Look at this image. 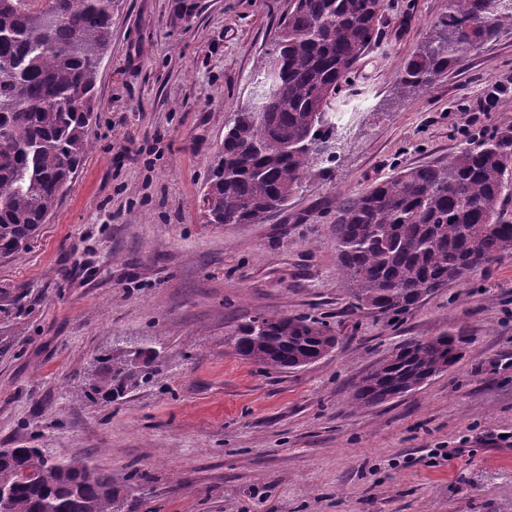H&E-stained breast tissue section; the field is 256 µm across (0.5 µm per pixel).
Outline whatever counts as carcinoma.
<instances>
[{"label": "carcinoma", "instance_id": "obj_1", "mask_svg": "<svg viewBox=\"0 0 512 512\" xmlns=\"http://www.w3.org/2000/svg\"><path fill=\"white\" fill-rule=\"evenodd\" d=\"M385 0H289L261 72L267 83L224 133L203 194L208 224H249L284 211L314 167L336 162L330 105L381 39ZM114 0H0V258L25 249L56 211L89 149ZM512 27V0H448V13L399 82L435 84L452 64ZM512 135L448 161L401 170L336 205V250L356 306L397 317L425 296L512 256ZM263 370H295L337 346L303 316L264 317L232 334ZM446 336L416 339L374 364L355 406L381 404L456 363ZM152 347L95 359L82 394L115 402L152 382ZM112 474L30 441L0 448V512H121Z\"/></svg>", "mask_w": 512, "mask_h": 512}]
</instances>
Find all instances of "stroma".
<instances>
[{"mask_svg":"<svg viewBox=\"0 0 512 512\" xmlns=\"http://www.w3.org/2000/svg\"><path fill=\"white\" fill-rule=\"evenodd\" d=\"M116 0L91 146L28 250L0 259V448L40 436L110 472L126 512H512V257L388 319L354 306L334 217L399 170L512 134V29L410 94L405 62L448 0H394L380 46L332 104L336 162L255 224H209L203 187L288 0ZM307 316L337 336L304 368L265 371L230 337ZM464 336L459 361L404 396L353 407L377 361ZM151 344L164 372L117 403L79 392L97 355ZM452 451L444 459V451ZM149 471L146 483L130 480Z\"/></svg>","mask_w":512,"mask_h":512,"instance_id":"obj_1","label":"stroma"}]
</instances>
